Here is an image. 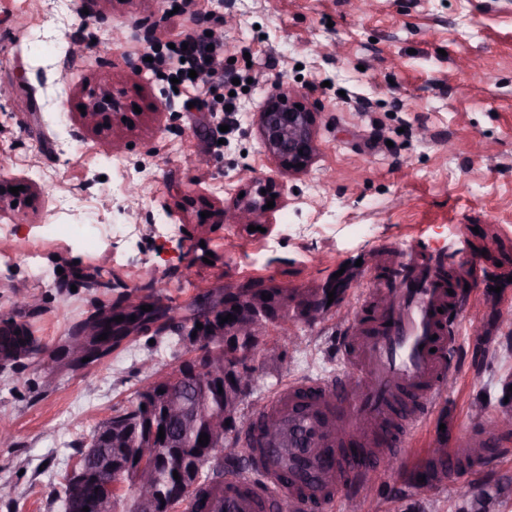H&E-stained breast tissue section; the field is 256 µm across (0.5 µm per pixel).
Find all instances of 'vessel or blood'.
Returning a JSON list of instances; mask_svg holds the SVG:
<instances>
[{
    "label": "vessel or blood",
    "instance_id": "vessel-or-blood-1",
    "mask_svg": "<svg viewBox=\"0 0 512 512\" xmlns=\"http://www.w3.org/2000/svg\"><path fill=\"white\" fill-rule=\"evenodd\" d=\"M375 289L343 326L339 353L351 375L290 382L250 415L249 472L192 494L186 512H335L353 486L405 461L458 368L454 338L466 303L436 262L383 254ZM439 484L457 478L447 456L428 454Z\"/></svg>",
    "mask_w": 512,
    "mask_h": 512
}]
</instances>
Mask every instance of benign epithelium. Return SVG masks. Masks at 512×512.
<instances>
[{
	"label": "benign epithelium",
	"mask_w": 512,
	"mask_h": 512,
	"mask_svg": "<svg viewBox=\"0 0 512 512\" xmlns=\"http://www.w3.org/2000/svg\"><path fill=\"white\" fill-rule=\"evenodd\" d=\"M122 105L112 96V91L99 88L89 93L85 103L84 122L88 125H101L120 112ZM314 113L294 101L293 89L281 85L267 95L259 112L258 131L265 151L272 157L276 166L288 172H298L296 164L309 165L314 156L313 139ZM264 204L249 203L246 209L249 222L256 224L267 213L266 202L271 195L281 198L277 184L264 181ZM254 284L250 281L238 285L224 286V300L237 305V319L227 325L220 324L218 311L222 305L208 308L199 318L203 325L196 332L195 355H207L210 365L205 373L187 362L171 378H154L141 389V403L145 405L142 418L152 425L151 431L140 434L137 425L125 418H114L101 436L107 444L121 442L129 448L137 449L130 468L133 492L126 500V512H170L169 505L162 504L164 497L157 493L156 475L149 462L166 456L168 449L180 447L184 433L200 434L209 437L204 451L222 457L220 448L228 434L239 431L244 425L241 406L245 397L253 391L259 370V363L253 353L264 343L263 320L277 321L288 325V309H293L303 320H311L315 313L322 315L336 309V303L322 304L316 311L311 298L306 294L293 293L290 308L271 315L270 311L258 302L252 293ZM144 296L135 294L124 320L114 323L112 335L123 336L134 332L143 323L140 306ZM135 320H130V317ZM224 342V359L217 360L212 354L214 343ZM92 335H80L73 343V358L91 356ZM223 392H218V389ZM164 427L165 438L159 439V427ZM112 471V456H99L91 453L69 475L72 497L81 507H89L95 512H110L112 508V485L107 484L95 496L87 493V488L96 471Z\"/></svg>",
	"instance_id": "7a95c632"
}]
</instances>
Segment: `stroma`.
I'll use <instances>...</instances> for the list:
<instances>
[{
  "label": "stroma",
  "mask_w": 512,
  "mask_h": 512,
  "mask_svg": "<svg viewBox=\"0 0 512 512\" xmlns=\"http://www.w3.org/2000/svg\"><path fill=\"white\" fill-rule=\"evenodd\" d=\"M179 13H172V5ZM0 0V181L31 180L33 206L8 212L0 234V320L26 321L55 356L0 376V512H62L61 483L97 430L129 406L148 376L183 355L132 337L107 359L72 369L59 355L74 327L123 293L184 313L198 291L249 279L328 285L343 265L415 249L468 273L456 337L459 375L435 412L439 437L462 447L507 411L512 377V0ZM215 33L223 82L185 108L174 59L145 66L149 43ZM315 112L305 171L279 172L259 143L256 111L275 83ZM108 87L125 104L111 131L79 106ZM237 109L218 112L216 99ZM271 177L286 203L265 232L223 219L239 189ZM49 224H92L96 246ZM194 265L186 283L185 263ZM368 278L335 310L268 329L245 411L283 384L335 373L337 327ZM418 465L359 487L360 512H460L472 485L512 478V436L481 473L440 487Z\"/></svg>",
  "instance_id": "stroma-1"
}]
</instances>
